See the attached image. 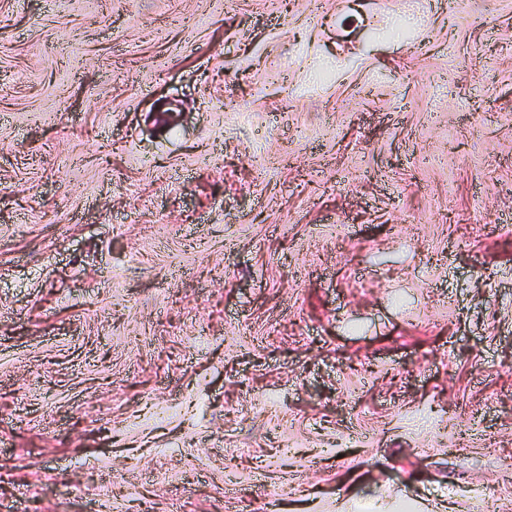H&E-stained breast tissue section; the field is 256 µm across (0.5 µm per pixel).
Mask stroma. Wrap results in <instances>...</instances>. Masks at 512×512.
Here are the masks:
<instances>
[{"mask_svg": "<svg viewBox=\"0 0 512 512\" xmlns=\"http://www.w3.org/2000/svg\"><path fill=\"white\" fill-rule=\"evenodd\" d=\"M512 512V0H0V512Z\"/></svg>", "mask_w": 512, "mask_h": 512, "instance_id": "stroma-1", "label": "stroma"}]
</instances>
